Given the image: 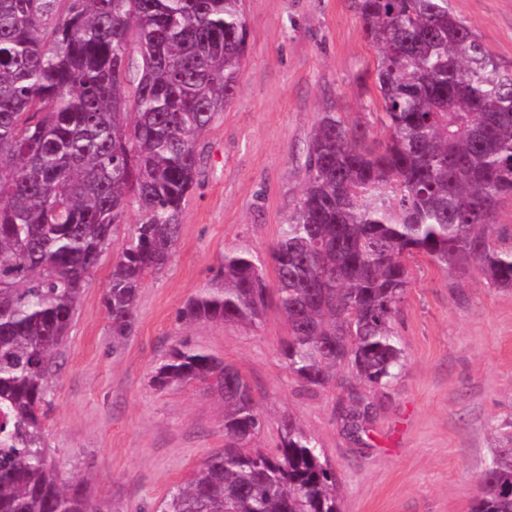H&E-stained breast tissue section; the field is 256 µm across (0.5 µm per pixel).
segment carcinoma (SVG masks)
Segmentation results:
<instances>
[{
  "instance_id": "cac0c4a2",
  "label": "carcinoma",
  "mask_w": 512,
  "mask_h": 512,
  "mask_svg": "<svg viewBox=\"0 0 512 512\" xmlns=\"http://www.w3.org/2000/svg\"><path fill=\"white\" fill-rule=\"evenodd\" d=\"M353 5L375 50L384 140L323 113L300 203L269 252L275 283L259 256L227 250L180 311L188 324L253 325L276 301L288 370L311 387L344 366L369 387L400 377L410 258L512 289V230L495 224L512 199V64L450 0ZM246 36L241 0H0V512H112L47 448L54 355L132 208L104 296L112 335H130L139 289L180 234L196 141L234 99ZM193 382L222 397L224 450L159 512H340L335 471L295 423L276 451L251 447L265 421L237 369L181 344L151 378L159 390ZM368 411L349 391L345 424L360 429ZM505 440L471 512H512Z\"/></svg>"
}]
</instances>
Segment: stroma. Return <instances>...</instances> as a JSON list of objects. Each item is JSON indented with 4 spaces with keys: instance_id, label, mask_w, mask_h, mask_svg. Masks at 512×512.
<instances>
[{
    "instance_id": "stroma-1",
    "label": "stroma",
    "mask_w": 512,
    "mask_h": 512,
    "mask_svg": "<svg viewBox=\"0 0 512 512\" xmlns=\"http://www.w3.org/2000/svg\"><path fill=\"white\" fill-rule=\"evenodd\" d=\"M485 46L512 64V0H450ZM247 47L235 97L198 138L197 186L169 263L139 292L130 336L115 341L103 297L113 256L137 223L128 213L88 280L50 379L46 439L62 472L112 512H156L168 489L224 448V406L198 384L158 390L155 369L184 342L235 367L253 388L272 451L293 420L338 478L340 512H471L478 477L512 424V291L478 273L410 262L399 322L406 366L372 390L342 369L309 388L281 354L288 323L269 305L258 325L179 319L226 250L267 257L295 211L313 130L325 112L369 127L375 54L352 0H242ZM372 402L364 431L340 417L349 391Z\"/></svg>"
}]
</instances>
